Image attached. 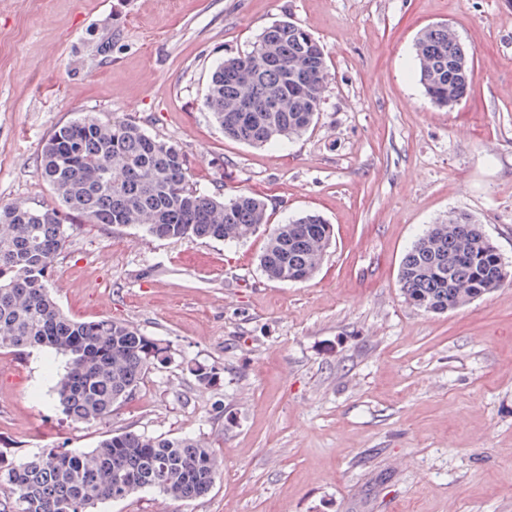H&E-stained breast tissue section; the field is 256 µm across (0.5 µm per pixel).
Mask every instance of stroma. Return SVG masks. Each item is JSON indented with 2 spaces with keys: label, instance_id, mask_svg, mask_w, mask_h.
I'll return each instance as SVG.
<instances>
[{
  "label": "stroma",
  "instance_id": "obj_1",
  "mask_svg": "<svg viewBox=\"0 0 512 512\" xmlns=\"http://www.w3.org/2000/svg\"><path fill=\"white\" fill-rule=\"evenodd\" d=\"M284 20L328 55L314 125L273 146L227 138L203 106L211 74ZM440 23L472 55L450 109L413 68L418 32ZM86 113L177 142L194 186L259 194L272 223L320 214L332 244L311 280L281 283L260 268L263 230L227 245L72 218L48 277L61 308L129 322L171 359L87 428L54 400L64 357L0 350V450L132 429L193 434L224 459L200 498L98 512H512V285L432 314L398 282L453 211L512 266V0H0V204L56 205L41 147Z\"/></svg>",
  "mask_w": 512,
  "mask_h": 512
}]
</instances>
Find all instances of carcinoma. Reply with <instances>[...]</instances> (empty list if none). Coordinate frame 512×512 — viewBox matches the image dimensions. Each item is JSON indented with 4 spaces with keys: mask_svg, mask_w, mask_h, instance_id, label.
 Wrapping results in <instances>:
<instances>
[{
    "mask_svg": "<svg viewBox=\"0 0 512 512\" xmlns=\"http://www.w3.org/2000/svg\"><path fill=\"white\" fill-rule=\"evenodd\" d=\"M426 95L451 108L470 91L469 55L446 25L424 28L414 47ZM329 68L323 46L298 25L266 28L243 56L220 61L204 108L243 144L264 147L304 136L321 104ZM41 173L64 209L11 202L0 206V349L51 350L66 358L54 387L73 422L112 418L150 369L168 362L162 340L123 320L81 321L63 312L47 275L69 237L67 219L137 226L157 239L228 244L269 224L255 193H209L190 183L176 144L132 121L86 115L54 130L41 149ZM333 229L314 212L269 229L260 267L268 279L304 282L323 264ZM512 283L482 226L465 213L430 224L405 254L399 285L414 308L441 314ZM222 472L210 444L126 430L91 450L47 448L16 460L0 451V512H93L150 490L176 500L207 494Z\"/></svg>",
    "mask_w": 512,
    "mask_h": 512,
    "instance_id": "1",
    "label": "carcinoma"
}]
</instances>
